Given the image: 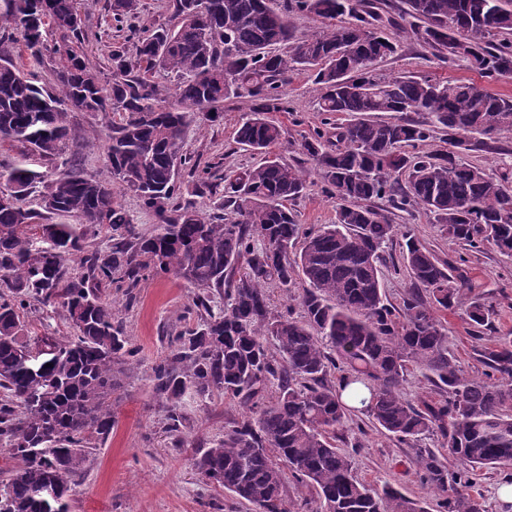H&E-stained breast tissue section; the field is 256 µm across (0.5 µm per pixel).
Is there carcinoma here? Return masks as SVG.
I'll return each instance as SVG.
<instances>
[{
	"mask_svg": "<svg viewBox=\"0 0 512 512\" xmlns=\"http://www.w3.org/2000/svg\"><path fill=\"white\" fill-rule=\"evenodd\" d=\"M0 10V142L28 145L48 161L68 148V113L110 112L107 156L112 182L74 167L49 175L21 162L0 173L14 199L0 202V512H46L39 491L57 488L55 512H70L87 449L115 425L111 395L137 349L104 296L124 289L136 302L140 282L171 274L198 289L196 324L168 337V355L153 367L168 403L165 432L178 440L185 401L222 395L243 407L223 437L197 450L193 467L249 504L251 512H292L282 468L315 491L321 512H429L392 486L374 488L353 474L336 448V431L356 413L402 442L438 434L448 440L451 469L433 448L416 449L418 474L440 512H483L470 493L474 472L512 469V341L481 350L491 372L463 374L448 353L442 313L460 309L468 323L488 324L489 305L457 268L408 236L403 251L413 288L395 309L384 301L380 264L396 234L391 217L369 202L388 198L417 208L440 231L470 249L491 244L512 254V185L508 176L463 166L455 153L418 151L435 128L459 151H483L512 131V98L468 82L374 74L397 43L378 32L396 25L375 0H173L168 23L130 29L134 56L112 52V77L88 62L83 10L88 0H3ZM400 18L440 65L462 58L482 77H512V0H404ZM140 0H110L118 19ZM298 14L322 19L299 36ZM59 31L60 45L43 33ZM472 34L458 56L451 41ZM35 62L55 60L51 85L37 84L11 45ZM174 75L170 92L151 80ZM299 71L314 72L324 129L300 143L315 163L336 222L305 231L286 203L303 196L309 172L270 155L283 127L284 88ZM247 96L253 109L235 143L263 155L249 169L218 177L180 153L186 128L213 117L224 100ZM383 112H416L421 120L384 121ZM344 114L341 123L331 116ZM188 170L191 186L179 170ZM406 176L405 185L392 179ZM44 184L36 207L30 196ZM134 192L155 220L146 235L120 195ZM222 198L206 215L194 197ZM73 215L77 224H37L41 213ZM105 233L106 250L87 245ZM41 236L49 247L36 248ZM303 316L274 313L266 285L288 292L296 279ZM60 299L74 339L34 350L18 336L37 295ZM274 341L273 355L268 341ZM443 399L416 406L403 397L409 365ZM343 371L339 381L331 371Z\"/></svg>",
	"mask_w": 512,
	"mask_h": 512,
	"instance_id": "carcinoma-1",
	"label": "carcinoma"
}]
</instances>
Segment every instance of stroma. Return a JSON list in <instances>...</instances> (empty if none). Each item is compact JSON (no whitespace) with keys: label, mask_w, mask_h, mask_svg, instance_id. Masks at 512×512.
<instances>
[{"label":"stroma","mask_w":512,"mask_h":512,"mask_svg":"<svg viewBox=\"0 0 512 512\" xmlns=\"http://www.w3.org/2000/svg\"><path fill=\"white\" fill-rule=\"evenodd\" d=\"M88 58L103 75L112 72V52L125 43L126 24L116 22L108 0H94L87 11ZM398 40L397 54L376 66L386 77L412 76L440 80H463L487 87L495 94L512 97V78L491 81L481 77L465 63L437 65L429 50L413 34L399 28L389 31ZM288 109L272 113L285 138L275 151L290 164L312 168L313 163L298 151L300 141L319 127L323 115L318 110L319 87L310 73L293 75L286 87ZM252 102L246 97L225 99L218 117L197 119L189 127L181 151L213 165L217 173L254 166L258 160L252 151L235 144L236 125ZM111 114L102 112L69 113L74 133L69 153L85 174L108 180L112 170L106 146L112 134ZM463 163L507 174L512 178V132L502 133L492 149L461 154ZM290 207L304 228L331 224L336 219V204L327 198L320 183L308 185L304 195ZM399 229L414 233L441 259L457 266L476 292L485 295L492 307L490 323L481 333H474L460 311L448 312V350L460 369L469 375H483L487 368L479 351L497 340L512 338V257L500 254L490 245L471 252L442 235L424 213L396 210L392 213ZM402 237H395L385 250L382 268L386 299L401 307L411 287L402 265ZM196 293L184 280L171 275H152L138 290L133 307H125L121 290L107 289L123 320L127 336L138 350L139 364L123 378L122 395L113 401L116 424L108 439L90 449L84 468L77 479L71 512H247V504L218 486L202 481L191 459L197 447L221 436L225 426L239 418L238 403L217 396L204 405L187 404L188 419L183 434L189 444L173 447L163 431L167 404L154 391L152 368L167 353L165 335L178 326L185 309ZM24 342L58 340L75 336L65 310L58 300L35 303L28 312ZM338 445L352 456L355 476L375 487L393 484L408 497L423 500L427 493L421 484L415 451L409 445L383 433L367 416L355 414L338 431Z\"/></svg>","instance_id":"stroma-1"}]
</instances>
